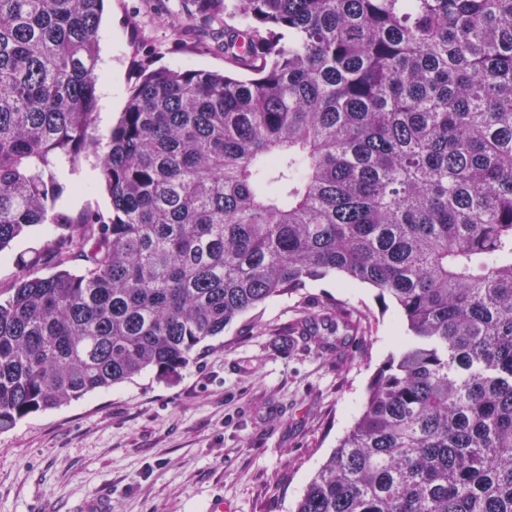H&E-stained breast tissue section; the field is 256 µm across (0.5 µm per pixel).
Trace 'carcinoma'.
<instances>
[{
  "instance_id": "cac0c4a2",
  "label": "carcinoma",
  "mask_w": 512,
  "mask_h": 512,
  "mask_svg": "<svg viewBox=\"0 0 512 512\" xmlns=\"http://www.w3.org/2000/svg\"><path fill=\"white\" fill-rule=\"evenodd\" d=\"M249 77L144 70L93 135L103 0H0V431L176 377L329 274L403 336L294 512H512V0H200ZM98 154L112 215L61 181ZM43 238V228L33 227L25 235L15 240L11 248L5 250L4 257H0V299L9 296V288L19 275L20 259H28L31 251L39 248Z\"/></svg>"
}]
</instances>
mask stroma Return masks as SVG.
Wrapping results in <instances>:
<instances>
[{
  "label": "stroma",
  "instance_id": "35a3bbf8",
  "mask_svg": "<svg viewBox=\"0 0 512 512\" xmlns=\"http://www.w3.org/2000/svg\"><path fill=\"white\" fill-rule=\"evenodd\" d=\"M197 0H104L99 31L101 81L111 108L95 134L108 142L138 78L155 69L230 71ZM97 158L81 157L60 202L71 213L106 217ZM33 227L0 255V299L39 248ZM355 308L354 331L307 339L305 312ZM401 330L389 300L336 275L246 313L224 335L201 344L172 381L147 370L132 380L32 414L0 432V512H84L96 497L112 512H293L308 482L351 425L369 383Z\"/></svg>",
  "mask_w": 512,
  "mask_h": 512
}]
</instances>
